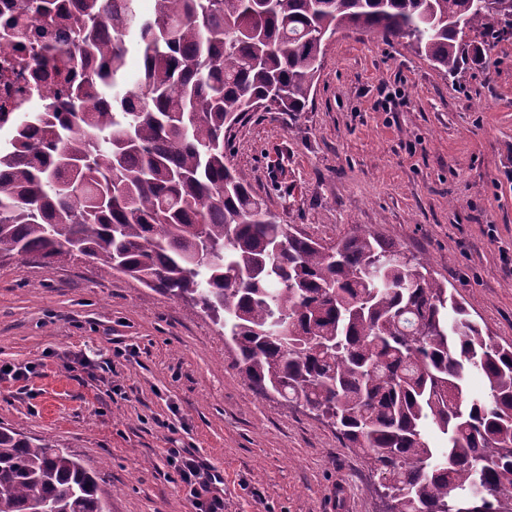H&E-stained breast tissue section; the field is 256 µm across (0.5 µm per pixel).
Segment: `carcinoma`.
Here are the masks:
<instances>
[{"label":"carcinoma","mask_w":512,"mask_h":512,"mask_svg":"<svg viewBox=\"0 0 512 512\" xmlns=\"http://www.w3.org/2000/svg\"><path fill=\"white\" fill-rule=\"evenodd\" d=\"M74 2L66 103L0 112V258L76 253L205 314L244 380L330 420L399 512H456L478 487L489 512H512V346L400 244L293 233L224 163L248 113L308 110L338 30L403 40L452 76L486 63L469 33L512 38V0H155L151 17L138 0ZM55 5L23 0L0 41L47 45L53 29L25 17ZM37 509L109 512L77 455L0 426V512Z\"/></svg>","instance_id":"1"}]
</instances>
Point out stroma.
Segmentation results:
<instances>
[{
    "label": "stroma",
    "instance_id": "obj_1",
    "mask_svg": "<svg viewBox=\"0 0 512 512\" xmlns=\"http://www.w3.org/2000/svg\"><path fill=\"white\" fill-rule=\"evenodd\" d=\"M448 76L406 44L352 29L324 47L308 111L252 112L228 161L280 223L333 243L403 244L512 344V40ZM117 360L115 399L68 375ZM206 316L77 257L0 258V363L48 374L0 384V426L51 440L98 477L110 512H191L164 455L192 448L224 476V512H381L379 479L334 427L241 377ZM113 364L114 361L112 362L111 360H104L99 362L97 360L95 361L90 359L88 356H76L65 365V368L70 373H80L79 375H74L76 378H78L77 376L84 374L90 380L103 381L105 378V373L112 372L113 375Z\"/></svg>",
    "mask_w": 512,
    "mask_h": 512
}]
</instances>
